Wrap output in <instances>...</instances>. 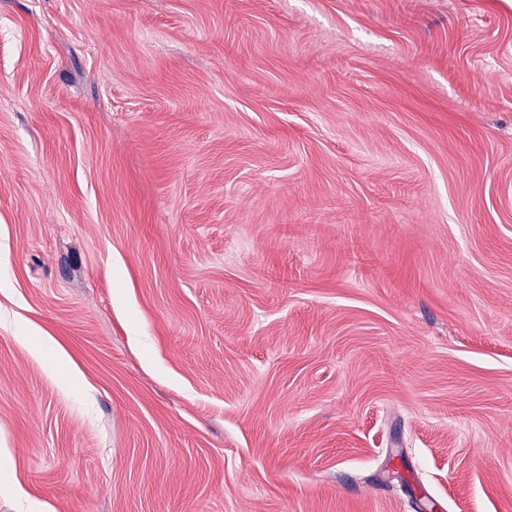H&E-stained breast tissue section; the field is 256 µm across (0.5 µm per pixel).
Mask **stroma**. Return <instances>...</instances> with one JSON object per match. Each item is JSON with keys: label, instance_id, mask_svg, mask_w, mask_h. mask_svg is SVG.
Segmentation results:
<instances>
[{"label": "stroma", "instance_id": "35a3bbf8", "mask_svg": "<svg viewBox=\"0 0 512 512\" xmlns=\"http://www.w3.org/2000/svg\"><path fill=\"white\" fill-rule=\"evenodd\" d=\"M0 512H512V0H0Z\"/></svg>", "mask_w": 512, "mask_h": 512}]
</instances>
